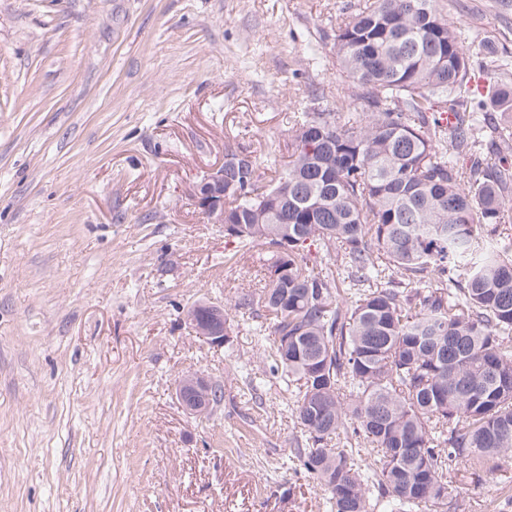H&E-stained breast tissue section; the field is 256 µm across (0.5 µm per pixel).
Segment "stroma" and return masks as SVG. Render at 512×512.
Listing matches in <instances>:
<instances>
[{
    "mask_svg": "<svg viewBox=\"0 0 512 512\" xmlns=\"http://www.w3.org/2000/svg\"><path fill=\"white\" fill-rule=\"evenodd\" d=\"M356 2L0 0V512H326L281 469L299 430L253 320L216 347L184 316L264 276L265 247L225 259L202 175L333 106ZM447 3L512 51V0ZM190 370L224 388L209 416L179 404ZM455 477V512H512V459Z\"/></svg>",
    "mask_w": 512,
    "mask_h": 512,
    "instance_id": "obj_1",
    "label": "stroma"
}]
</instances>
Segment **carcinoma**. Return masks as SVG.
Masks as SVG:
<instances>
[{"instance_id":"carcinoma-1","label":"carcinoma","mask_w":512,"mask_h":512,"mask_svg":"<svg viewBox=\"0 0 512 512\" xmlns=\"http://www.w3.org/2000/svg\"><path fill=\"white\" fill-rule=\"evenodd\" d=\"M333 54L347 90L292 113L287 162L225 154L224 244L288 269L255 327L305 437L282 467L327 512H448L456 464L512 451V56L442 0H365Z\"/></svg>"}]
</instances>
